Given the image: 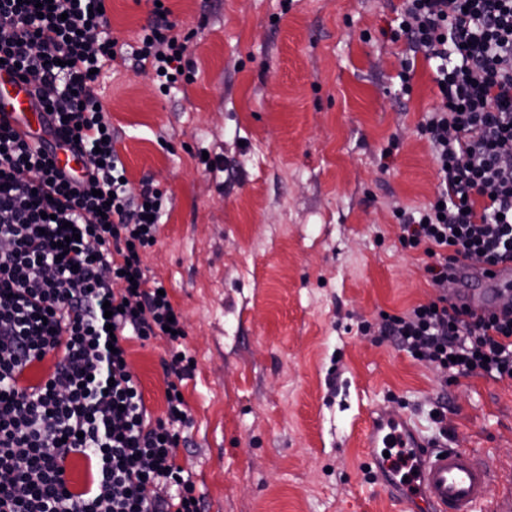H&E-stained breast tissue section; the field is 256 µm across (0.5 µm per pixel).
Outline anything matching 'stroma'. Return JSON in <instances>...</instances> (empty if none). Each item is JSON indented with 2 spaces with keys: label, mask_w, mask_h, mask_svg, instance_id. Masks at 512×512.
<instances>
[{
  "label": "stroma",
  "mask_w": 512,
  "mask_h": 512,
  "mask_svg": "<svg viewBox=\"0 0 512 512\" xmlns=\"http://www.w3.org/2000/svg\"><path fill=\"white\" fill-rule=\"evenodd\" d=\"M401 0H166L192 34L191 83L162 94L115 63L101 102L131 190L164 203L142 260L183 318L195 361L181 386L187 470L205 512H396L365 463L369 408L428 417L446 403L447 444L512 462V380L451 379L363 334L437 290L395 213L437 185L418 131L440 101L388 35ZM112 33L136 44L151 0H107ZM152 417L164 416L168 344L130 340Z\"/></svg>",
  "instance_id": "stroma-1"
}]
</instances>
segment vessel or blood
Here are the masks:
<instances>
[{
	"mask_svg": "<svg viewBox=\"0 0 512 512\" xmlns=\"http://www.w3.org/2000/svg\"><path fill=\"white\" fill-rule=\"evenodd\" d=\"M0 86L12 90L11 96L0 99V107L8 110L17 133L26 134L41 123L42 115L32 107L25 90L13 85L1 70ZM456 271L461 281L487 278L489 287L483 294L461 295L462 302L479 313L491 310L501 288L512 284L511 263L501 265L490 277L484 276L482 265L473 261L457 263ZM387 428L394 430L406 464L413 469L409 476H402L394 462L384 460L377 451L380 434ZM365 445L368 464L382 475L383 486L399 512H512V473L500 474L469 448L431 447L407 418L369 416Z\"/></svg>",
	"mask_w": 512,
	"mask_h": 512,
	"instance_id": "b4317fda",
	"label": "vessel or blood"
}]
</instances>
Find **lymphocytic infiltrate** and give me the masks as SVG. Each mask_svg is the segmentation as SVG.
Listing matches in <instances>:
<instances>
[{
  "instance_id": "f902f5d3",
  "label": "lymphocytic infiltrate",
  "mask_w": 512,
  "mask_h": 512,
  "mask_svg": "<svg viewBox=\"0 0 512 512\" xmlns=\"http://www.w3.org/2000/svg\"><path fill=\"white\" fill-rule=\"evenodd\" d=\"M0 0V64L43 112L22 138L0 120V512H204L177 464L191 369L182 317L151 279L163 193H131L100 109V74L124 53L105 0ZM153 7L131 53L166 88L191 79L190 35ZM395 41L435 64L440 106L420 125L438 167L432 200L397 218L430 252L440 293L380 318L377 334L449 376L512 379V314L473 319L446 294L457 261L512 260V0H403ZM167 336L155 419L128 340ZM90 479L73 489L69 464Z\"/></svg>"
}]
</instances>
